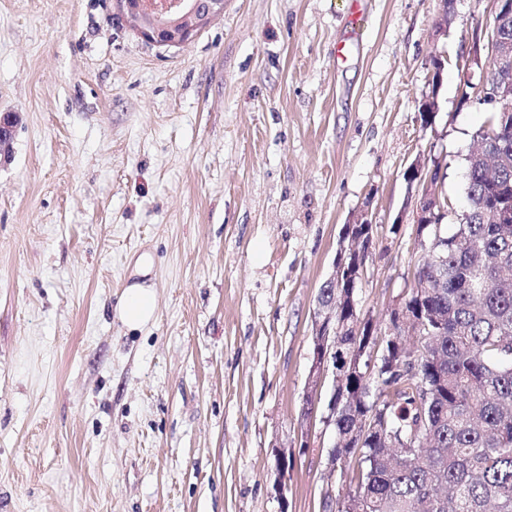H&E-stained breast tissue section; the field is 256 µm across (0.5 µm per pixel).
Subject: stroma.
I'll list each match as a JSON object with an SVG mask.
<instances>
[{"label": "stroma", "instance_id": "35a3bbf8", "mask_svg": "<svg viewBox=\"0 0 512 512\" xmlns=\"http://www.w3.org/2000/svg\"><path fill=\"white\" fill-rule=\"evenodd\" d=\"M351 7L224 0L160 47L118 0H0V512H324L326 481L349 490L320 422L275 490L318 290L364 213L360 318L407 297L416 159L463 209L486 118L460 103L465 60L490 4L456 0L442 30L441 0H362L358 36ZM146 254L156 318L132 331L118 304ZM299 447L298 455H296V452L293 449L289 452V455L288 451L284 449L280 450V452L275 455V469L280 476V484L276 486V491L281 499L286 496L285 480L288 478V472L294 467L295 462L297 461V456H300V453H305V450L308 447V441L301 440Z\"/></svg>", "mask_w": 512, "mask_h": 512}]
</instances>
